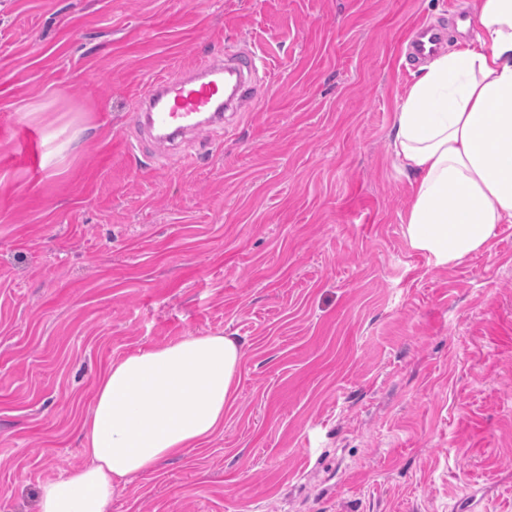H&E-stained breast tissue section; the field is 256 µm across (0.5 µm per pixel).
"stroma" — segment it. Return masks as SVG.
I'll return each mask as SVG.
<instances>
[{"instance_id": "stroma-1", "label": "stroma", "mask_w": 512, "mask_h": 512, "mask_svg": "<svg viewBox=\"0 0 512 512\" xmlns=\"http://www.w3.org/2000/svg\"><path fill=\"white\" fill-rule=\"evenodd\" d=\"M473 2L0 0V512L85 464L113 361L207 334L223 432L110 512H512V224L435 266L390 151L405 36ZM246 43L252 108L158 158L142 91Z\"/></svg>"}]
</instances>
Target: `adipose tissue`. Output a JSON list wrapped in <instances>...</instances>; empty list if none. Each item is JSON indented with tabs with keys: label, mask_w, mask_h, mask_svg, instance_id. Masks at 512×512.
<instances>
[{
	"label": "adipose tissue",
	"mask_w": 512,
	"mask_h": 512,
	"mask_svg": "<svg viewBox=\"0 0 512 512\" xmlns=\"http://www.w3.org/2000/svg\"><path fill=\"white\" fill-rule=\"evenodd\" d=\"M476 18L475 41L422 67L390 141L415 175L405 237L441 268L512 224V0H479ZM241 357L234 337L215 334L112 362L82 425L86 463L43 486L40 512H109L119 484L221 433Z\"/></svg>",
	"instance_id": "adipose-tissue-1"
}]
</instances>
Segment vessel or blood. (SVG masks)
Instances as JSON below:
<instances>
[{"label": "vessel or blood", "instance_id": "obj_1", "mask_svg": "<svg viewBox=\"0 0 512 512\" xmlns=\"http://www.w3.org/2000/svg\"><path fill=\"white\" fill-rule=\"evenodd\" d=\"M444 43L443 32L429 23L413 27L408 47L413 57L428 60ZM256 51L244 49L230 57L211 55L184 71L179 78L155 79L141 95L139 106L157 143L173 141L178 135L224 125L225 112L240 111L255 99L247 77L263 68Z\"/></svg>", "mask_w": 512, "mask_h": 512}]
</instances>
